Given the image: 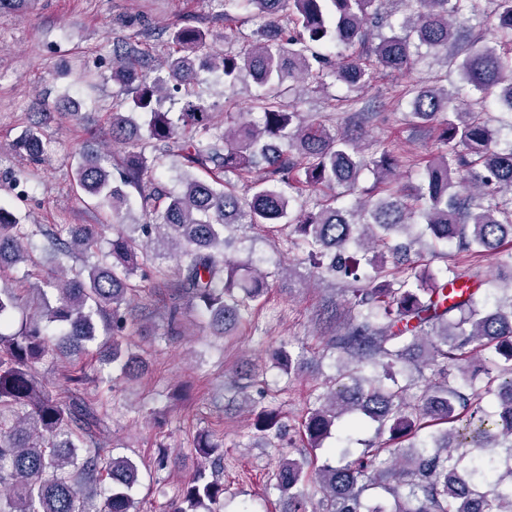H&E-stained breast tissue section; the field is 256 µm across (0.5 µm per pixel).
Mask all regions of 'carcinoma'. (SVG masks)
I'll return each mask as SVG.
<instances>
[{
    "instance_id": "obj_1",
    "label": "carcinoma",
    "mask_w": 512,
    "mask_h": 512,
    "mask_svg": "<svg viewBox=\"0 0 512 512\" xmlns=\"http://www.w3.org/2000/svg\"><path fill=\"white\" fill-rule=\"evenodd\" d=\"M384 0H224L257 12L264 25L234 51H210L209 30L184 23L169 30V51L152 78L138 43L113 48L112 81L125 98L112 110V151L79 153L72 189L112 213V237L96 224L49 233L46 276L31 289L25 319L4 273L32 262L42 225L24 224L0 206V512H137L132 497L139 465L97 441L95 411L76 393L51 394L35 367L52 357L95 352L99 371L141 378L145 361L124 343L129 304L150 274L175 269L174 296L205 318L214 336L230 337L251 321L283 267L261 268L226 253L247 224L285 236L317 280L345 277L349 306L322 318L323 353L335 373L306 397L303 434L311 451L281 459L268 490L279 512H512V0H493L491 27L461 42L472 0H404L396 22L382 24ZM288 18L282 19L283 8ZM389 32H381L382 27ZM460 84L414 81L398 105L404 121L437 124L445 150L415 160L421 182L400 181L401 157L383 142L367 154L362 125L374 112H353L341 127L302 115L291 104L328 83L349 91L381 71L405 73L417 59L413 41ZM359 46L333 58L331 45ZM203 72H217L232 91L246 78L261 92L249 111L219 123L199 96H179ZM179 104L177 119L162 108ZM500 104L504 112L492 113ZM34 162L48 143L31 121L12 144ZM183 168L181 189L157 186L168 159ZM119 179H114L112 169ZM371 169L375 181L358 190ZM249 183L239 194L235 181ZM287 183L316 197L294 209ZM341 186L345 193L335 192ZM425 201L422 211L409 200ZM443 266L420 267L411 256L424 238ZM80 256L70 274L58 255ZM492 254L496 270L469 263ZM270 358L287 380L304 367L292 343ZM431 369L434 380L424 379ZM266 443L285 425L272 402L235 387ZM374 435L356 454L342 443L318 462L333 428ZM196 452L217 464L223 442L202 430ZM224 483L199 469L170 512H219Z\"/></svg>"
}]
</instances>
